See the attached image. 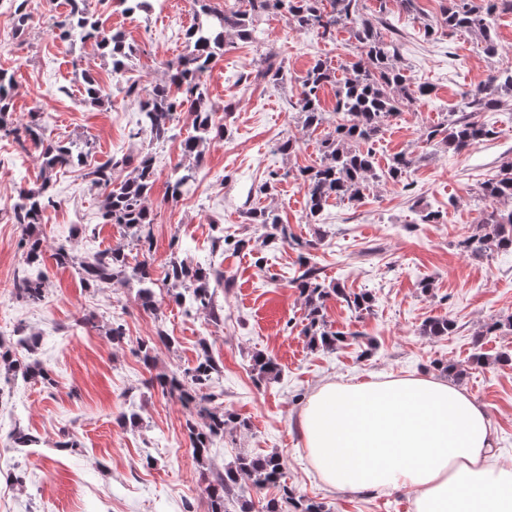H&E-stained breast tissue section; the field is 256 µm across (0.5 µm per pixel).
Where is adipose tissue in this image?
<instances>
[{"mask_svg":"<svg viewBox=\"0 0 512 512\" xmlns=\"http://www.w3.org/2000/svg\"><path fill=\"white\" fill-rule=\"evenodd\" d=\"M300 430L331 487H405L414 512H512V465L496 458L486 412L448 382H328L310 397Z\"/></svg>","mask_w":512,"mask_h":512,"instance_id":"ef3b65f1","label":"adipose tissue"}]
</instances>
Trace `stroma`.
Returning a JSON list of instances; mask_svg holds the SVG:
<instances>
[{"label": "stroma", "instance_id": "stroma-1", "mask_svg": "<svg viewBox=\"0 0 512 512\" xmlns=\"http://www.w3.org/2000/svg\"><path fill=\"white\" fill-rule=\"evenodd\" d=\"M443 2L417 0L416 11L394 5L383 15L379 0H362L364 16L398 39L405 74L430 88L390 121L372 149L382 167L401 152L417 162L405 185L371 181L360 202L329 200L313 218L298 173L315 164L320 141L336 125L334 88L322 93L326 121L317 130L304 128L292 104L298 77L315 61L346 77L356 55L346 31L325 40L271 16L259 22L258 39L226 35L224 53L206 76L224 134L208 139L197 160L182 154L181 140L193 132L188 113L175 123L176 139L155 144L138 132V106L126 93L129 85L161 81L167 62L187 54L192 0H151L148 11L135 14L126 13L122 0H87L88 12L124 32L134 49L117 78L111 59L93 43L60 39L47 25L48 16L66 12L67 0H31L32 19L21 34L12 0H0V69L14 83L11 123L39 110L53 139L82 143L87 154L83 165L51 175L58 204L37 227L44 255L32 266L20 246L26 228L13 223L10 206L19 189L39 186L41 151L0 135V340L38 337L32 356L54 380L49 386L0 379V512H208L209 480L237 455L272 451L283 454L296 495L324 502L330 512H414L410 490H338L311 466L298 419L331 379L447 377L485 406L500 459L512 465V365L494 361L500 352L512 353V331L482 333L487 323L512 316V250L477 256L463 245L481 233V212L503 207L479 188L512 163V98L482 114L493 134L463 152L421 136L481 89L492 71L512 69V13L497 19L498 51L491 56L468 33L426 36ZM269 52L282 60L288 82H242ZM87 72L110 92L100 105L82 95ZM230 101L235 111L224 112ZM287 139L294 149L285 154L277 146ZM129 154L151 156L157 173L148 201L155 222L147 256L132 247L130 230L104 223L99 190L87 176ZM179 163L194 168L195 181L188 195L174 200L167 184ZM260 207L279 214L287 238L265 239L263 228L249 223V211ZM424 209L439 212V223H422ZM120 243L129 262L148 261L155 308L142 307L137 283L86 288L74 268L57 266L53 257L64 244L77 261L88 262ZM173 255L223 272L225 284L215 294L218 318L186 313L171 299L165 264ZM305 261L325 287L373 296L363 313L333 297L326 301L328 325L348 335L333 351L310 348L303 334L307 310L296 279ZM25 275L42 278L40 303L15 296L13 284ZM424 281L429 291L421 290ZM441 317L454 321L453 333L422 335L423 323ZM115 321L126 328L118 345L106 335ZM161 332L172 345L157 342ZM150 339L156 345L147 366L138 348ZM206 350L222 368L216 406L249 427L227 432L204 467L184 430L187 409L148 380L193 368ZM258 352L276 360L279 379L256 380L251 359ZM477 352L489 364L473 365ZM444 363L455 364V372L443 374ZM133 413L139 416L134 425L128 421ZM18 428L37 437V446L15 449L11 434ZM64 439L75 441V449L58 450Z\"/></svg>", "mask_w": 512, "mask_h": 512}]
</instances>
